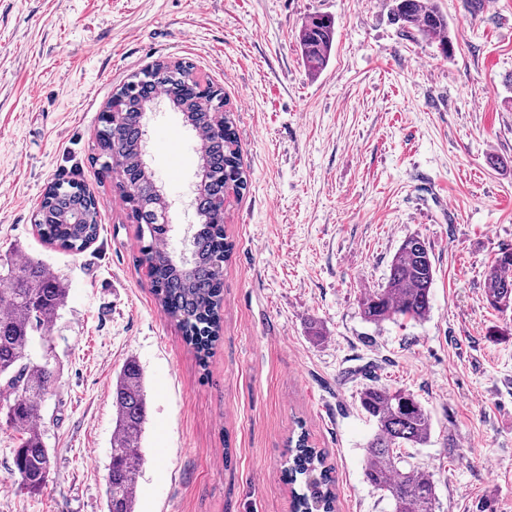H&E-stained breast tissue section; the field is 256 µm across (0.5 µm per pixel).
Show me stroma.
Wrapping results in <instances>:
<instances>
[{"label":"stroma","instance_id":"35a3bbf8","mask_svg":"<svg viewBox=\"0 0 512 512\" xmlns=\"http://www.w3.org/2000/svg\"><path fill=\"white\" fill-rule=\"evenodd\" d=\"M435 2L448 58L391 0H0V257L41 260L68 289L34 353L54 372L50 474L36 494L11 477L21 435L0 414V512H107L112 383L131 358L148 402L136 512H291L288 439L302 431L334 469L336 512H391L362 474L372 383L409 390L432 417L407 454L434 479L433 512H512V310L484 292L512 249V0ZM314 14L336 28L315 76L297 42ZM159 60L192 63L222 92L248 174L226 213L223 330L204 369L96 160L113 95ZM145 138L178 252L198 222L197 138L163 100ZM59 181L97 201L99 236L77 254L34 227ZM411 236L436 268L427 317L366 322L363 293Z\"/></svg>","mask_w":512,"mask_h":512}]
</instances>
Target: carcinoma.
<instances>
[{
	"label": "carcinoma",
	"instance_id": "obj_1",
	"mask_svg": "<svg viewBox=\"0 0 512 512\" xmlns=\"http://www.w3.org/2000/svg\"><path fill=\"white\" fill-rule=\"evenodd\" d=\"M393 15L403 27L436 40L446 55L454 44L446 16L432 0H394ZM335 36L334 20L313 15L302 24L298 39L305 68L319 74L328 66ZM190 65L158 62L124 84L118 95L125 100L117 115L107 114L97 133L100 155L111 160L102 166L117 175V187L139 224L142 241L138 262L148 269L155 300L174 318L186 344L204 367L222 329L224 263L233 244L224 234L223 204L240 196L247 186L241 147L230 112L223 126L215 125L213 111L184 91ZM166 88L171 103L191 115L199 140L205 179L196 199L199 228L192 244L195 254L190 270L183 271L172 252L158 247L164 234L157 221L161 197L151 195L150 176L141 158L143 129L139 115L150 102L152 89ZM40 237L61 250L79 253L99 234L98 211L93 198L49 187L35 216ZM512 250L495 257L485 274L486 301L494 309L512 308ZM435 267L426 243L418 236L405 239L391 265L385 286L369 289L361 299L365 320L381 323L394 317L424 319L430 309ZM68 297V288L39 261L7 260V278L0 279V412L22 433L14 449L11 474L31 493L45 485L51 457L41 432L42 401L54 382L48 364L32 361L30 349L38 338L46 340ZM363 411L376 427L368 443L363 475L392 505V512H433L436 486L424 470L410 464L401 449L425 444L432 419L415 396L405 390L370 384L359 393ZM115 412L111 462L106 478L108 512H135L137 487L144 463L141 440L148 406L143 370L134 359L120 369L112 385ZM288 482L302 481L305 491L294 494V512H336L335 480L325 465L326 452L309 445L306 434L288 449Z\"/></svg>",
	"mask_w": 512,
	"mask_h": 512
}]
</instances>
